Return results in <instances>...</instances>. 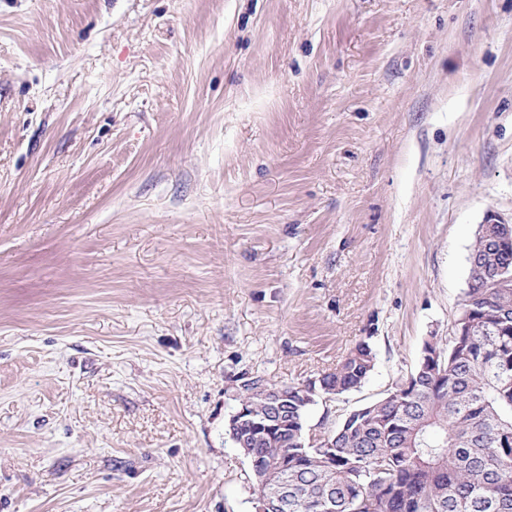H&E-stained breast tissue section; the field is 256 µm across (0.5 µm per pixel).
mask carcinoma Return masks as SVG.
<instances>
[{"instance_id":"cac0c4a2","label":"carcinoma","mask_w":512,"mask_h":512,"mask_svg":"<svg viewBox=\"0 0 512 512\" xmlns=\"http://www.w3.org/2000/svg\"><path fill=\"white\" fill-rule=\"evenodd\" d=\"M469 262L466 335L444 348L425 341L406 379L314 444L309 406L366 382L376 363L368 341L317 380L241 379L237 408L272 416L269 432L234 415L226 424L254 488L287 490L284 512H512V288L498 287L512 244L497 225L481 227Z\"/></svg>"}]
</instances>
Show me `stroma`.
I'll list each match as a JSON object with an SVG mask.
<instances>
[{"label":"stroma","mask_w":512,"mask_h":512,"mask_svg":"<svg viewBox=\"0 0 512 512\" xmlns=\"http://www.w3.org/2000/svg\"><path fill=\"white\" fill-rule=\"evenodd\" d=\"M512 222V0H0V512H255L235 380L386 396Z\"/></svg>","instance_id":"1"}]
</instances>
